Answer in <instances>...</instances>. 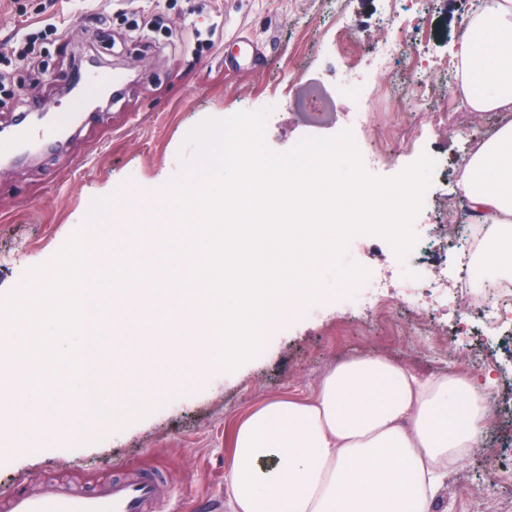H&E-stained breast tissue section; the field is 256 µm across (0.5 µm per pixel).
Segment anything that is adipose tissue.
<instances>
[{
	"instance_id": "1",
	"label": "adipose tissue",
	"mask_w": 512,
	"mask_h": 512,
	"mask_svg": "<svg viewBox=\"0 0 512 512\" xmlns=\"http://www.w3.org/2000/svg\"><path fill=\"white\" fill-rule=\"evenodd\" d=\"M463 27L458 96L474 112H512V0H480ZM459 186L486 230L479 279L512 281L511 121L475 150ZM489 416L464 373L422 379L380 356L350 358L314 396L268 401L237 422L230 512H436L440 482Z\"/></svg>"
}]
</instances>
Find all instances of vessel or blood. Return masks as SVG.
I'll return each instance as SVG.
<instances>
[{"instance_id": "1", "label": "vessel or blood", "mask_w": 512, "mask_h": 512, "mask_svg": "<svg viewBox=\"0 0 512 512\" xmlns=\"http://www.w3.org/2000/svg\"><path fill=\"white\" fill-rule=\"evenodd\" d=\"M50 135L47 129H19L9 142L0 141V156ZM170 495L171 485L161 475L139 471L89 490L63 482L42 484L25 474L12 487L0 489V512H158Z\"/></svg>"}]
</instances>
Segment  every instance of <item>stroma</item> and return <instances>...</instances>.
I'll return each instance as SVG.
<instances>
[{
	"label": "stroma",
	"instance_id": "35a3bbf8",
	"mask_svg": "<svg viewBox=\"0 0 512 512\" xmlns=\"http://www.w3.org/2000/svg\"><path fill=\"white\" fill-rule=\"evenodd\" d=\"M469 0H0V44L23 33H39L49 15L64 20L65 33L40 43L36 66L8 56L0 61V126H12L19 113L42 110L70 118L55 147L6 165L0 171V301L12 299L41 269L78 250L88 225L109 221L144 225L151 254L144 267L126 266L130 240L109 247L104 288L142 289L154 280L176 285L179 267L165 268L164 242L178 239L176 211L169 202L178 186L197 194L196 178L182 179V163L191 159L184 140L207 118H226L240 111L269 109L268 147L276 153L292 149L310 136H334L347 102L337 100L336 87L349 70L336 63V38L345 33L355 44L356 60L372 56L394 30L399 15H419L429 43L422 60L429 104L449 107V121L428 124L419 103L398 105L411 73L397 60L388 82L372 79L365 99L373 106L362 139L385 150L381 178H395L415 154L439 153L443 165L427 189L428 212L416 236L442 239V224L467 223L458 181L464 162L502 122L500 112H472L450 95L453 75L433 66V59L456 54L460 19ZM159 14L164 30L144 40L139 28L147 16ZM212 32L211 49L196 52L182 40L190 29ZM245 36L264 47V65L236 69L224 56L235 38ZM92 46L109 71L127 73L123 96L102 109L76 105L64 91L72 78V59ZM333 98L317 104L310 88ZM322 304L297 311L292 322L267 333L259 353L230 370L214 364L206 377L181 386L175 366L159 361L152 339L180 336L186 319L171 314V324L155 325L151 298L141 301L138 321L111 309L101 331L107 337L99 370L100 406L86 414L75 405L78 391L55 386L63 369H71L79 349L80 324L63 317L52 321L56 347H42L41 385L27 392L33 402L51 401L42 436L44 445L29 454L0 453V486L23 473L46 481L68 480L84 488L121 475L123 467L150 469L173 487L172 501L162 512H221L227 498V448L233 426L266 401L307 398L337 363L361 354L396 361L421 375L460 369L485 378L466 356L446 347L428 348L409 336L410 312L395 306L385 321L398 325V337L336 307L342 285L317 267ZM501 362L492 376L494 391L512 392V347L492 350ZM167 370L170 388L149 399L146 387ZM81 422L84 436L65 437L62 427ZM483 469L469 455L449 470L438 494L439 512H480L459 492L463 481L480 482Z\"/></svg>",
	"mask_w": 512,
	"mask_h": 512
}]
</instances>
